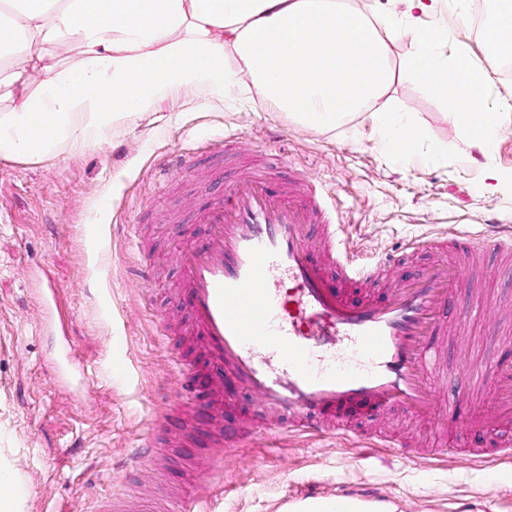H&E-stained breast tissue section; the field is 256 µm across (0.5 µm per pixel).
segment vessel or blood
<instances>
[{
  "mask_svg": "<svg viewBox=\"0 0 512 512\" xmlns=\"http://www.w3.org/2000/svg\"><path fill=\"white\" fill-rule=\"evenodd\" d=\"M170 177L190 172L200 186L223 179L221 195L188 209L203 240L174 254L176 293L187 322L157 317L162 335L188 336L197 357L173 358L169 405L181 406L166 423L171 434L198 436L204 455L197 471H214L218 450L256 439L364 438L375 447L410 456L443 453L444 443L421 439L425 423L438 421L443 435L494 429L504 437L491 448H457L462 461L512 455V364L498 365L484 385L460 348L461 369L442 360L448 337L465 334L472 319L485 322L488 338L512 322V298L484 308L457 307L460 289L477 288L487 269L479 259L496 251L512 255V237L475 244L414 240L401 252L362 261L343 235L335 198L314 177L276 176L242 137L225 138L210 163L185 152L171 160ZM454 250L452 261L410 269L408 258L424 250ZM496 398L493 408L461 414L448 390L463 398L476 388ZM410 419L404 433L390 424ZM156 440L135 450V473L144 491L138 502L113 492L100 512H163L149 496L153 468L144 459ZM383 500L349 492L343 512H379ZM330 497L307 491L285 498L281 512H327Z\"/></svg>",
  "mask_w": 512,
  "mask_h": 512,
  "instance_id": "b4317fda",
  "label": "vessel or blood"
}]
</instances>
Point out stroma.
Instances as JSON below:
<instances>
[{
  "mask_svg": "<svg viewBox=\"0 0 512 512\" xmlns=\"http://www.w3.org/2000/svg\"><path fill=\"white\" fill-rule=\"evenodd\" d=\"M408 38L391 45L396 72L382 103L409 113L442 158L416 165L382 148L368 114L323 128L271 111L250 82L215 96L173 88L150 111L95 129L80 144L64 139L39 156L0 157V471L19 512H94L116 489L133 491L129 455L155 424L173 369L154 320L175 311L177 278L171 225L148 213L154 204L181 212L199 194L192 177L158 186L161 163L182 151L250 137L259 150L320 177L334 192L354 242L382 253L413 238L478 234L497 214H512V126L491 149L467 141L452 116L405 71ZM214 185L203 192L214 196ZM156 277L138 288V264ZM69 319L70 364L45 313L42 279ZM471 360L492 373L512 360V335L485 340L469 327ZM193 439L156 449L165 461L161 495L193 497L206 478L187 476L183 462L200 455ZM224 497L216 512H275L281 497L306 483L329 493H382L405 512H512V462L466 464L448 455L404 457L393 448H359L344 439L264 441L223 455Z\"/></svg>",
  "mask_w": 512,
  "mask_h": 512,
  "instance_id": "1",
  "label": "stroma"
}]
</instances>
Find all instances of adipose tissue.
I'll list each match as a JSON object with an SVG mask.
<instances>
[{"label": "adipose tissue", "mask_w": 512, "mask_h": 512, "mask_svg": "<svg viewBox=\"0 0 512 512\" xmlns=\"http://www.w3.org/2000/svg\"><path fill=\"white\" fill-rule=\"evenodd\" d=\"M406 26L337 7L336 0H5L0 9V156L45 152L63 138L149 111L174 85L215 94L245 79L268 105L333 127L368 110L392 157L410 161L424 141L406 114L384 108L390 45L410 38L409 77L452 115L467 140L492 147L506 109L472 111L490 82L466 46L428 22L433 0H414ZM334 42H322L325 31ZM74 48L77 62L52 61ZM44 73L31 86L28 70Z\"/></svg>", "instance_id": "adipose-tissue-1"}]
</instances>
